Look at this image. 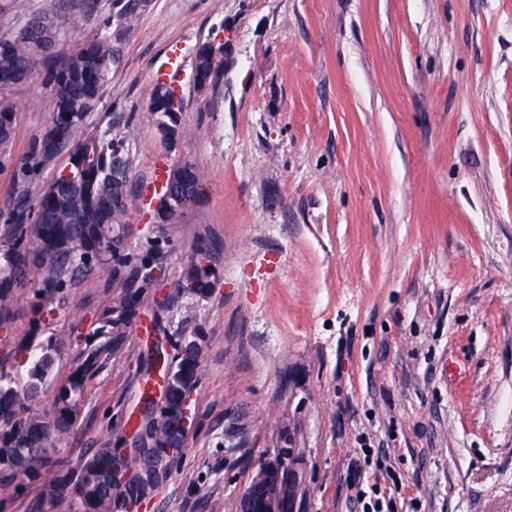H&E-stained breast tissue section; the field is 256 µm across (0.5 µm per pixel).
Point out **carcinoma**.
I'll use <instances>...</instances> for the list:
<instances>
[{"label": "carcinoma", "instance_id": "1", "mask_svg": "<svg viewBox=\"0 0 512 512\" xmlns=\"http://www.w3.org/2000/svg\"><path fill=\"white\" fill-rule=\"evenodd\" d=\"M94 0L80 11L53 9L33 14L18 27L14 17L0 12V29L13 31L0 40V90L9 91L39 76L50 88L51 119L31 137L15 175V198L0 229V324L12 325L14 302L32 295L35 326L52 319L66 282L90 280L102 266L124 260L129 216L141 208V195L129 188L130 164L126 135L105 131L83 141L75 134L102 101L120 64L122 46L133 20L145 9L143 0H114L112 20L97 38L79 45L62 66L48 62L58 38L82 25ZM201 77L196 90L216 86L224 69L223 45L204 40L194 47ZM182 97L174 83L158 80L150 93L164 149L180 138L177 112ZM14 106L0 102V144L14 133ZM65 165L51 179L35 175L63 151ZM164 185L156 193L157 224H176L205 195L206 185L195 163L180 159L168 166ZM210 249L199 245L184 269L177 291L199 299L209 297L217 281ZM153 261L142 259L123 293L105 304L86 341L82 363L65 379L56 380L61 346L48 340L39 347L27 338L13 340L6 358L16 371H0V507L24 495V512H125L156 491L182 452L188 395L200 374L202 339L183 340L173 359L157 344L149 348L145 371L163 362L170 375L162 405L148 404L143 416L145 437L135 448H114L107 441L88 448L77 459L64 454L60 442L75 428L83 408L85 380L101 367L103 355L118 352L126 329L139 316L147 288L143 271ZM53 388L50 410L37 403Z\"/></svg>", "mask_w": 512, "mask_h": 512}]
</instances>
